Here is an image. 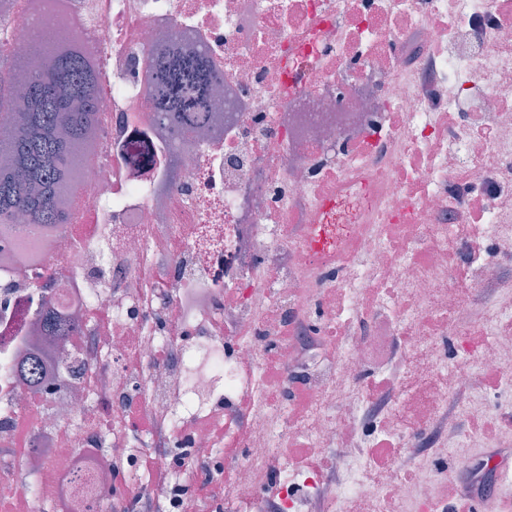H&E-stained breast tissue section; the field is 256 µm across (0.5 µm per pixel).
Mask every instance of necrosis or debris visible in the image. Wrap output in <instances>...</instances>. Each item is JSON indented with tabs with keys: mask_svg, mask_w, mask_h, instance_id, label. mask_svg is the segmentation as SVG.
<instances>
[{
	"mask_svg": "<svg viewBox=\"0 0 512 512\" xmlns=\"http://www.w3.org/2000/svg\"><path fill=\"white\" fill-rule=\"evenodd\" d=\"M72 37L104 65L84 178L69 217L26 246L0 242V361L32 334L29 301L54 270L80 336L55 350L43 403L0 377V502L52 503L60 472L90 485L79 512L120 486L168 512L188 483L140 475L136 449L239 448L222 502L197 512H437L403 449H441L460 468L476 440L463 415L512 408V294L486 319L476 295L512 262V0H68ZM37 19L0 0V42L28 52ZM192 38L223 79L216 119L173 142L145 95L149 61ZM314 47L299 85L282 68ZM160 150L130 165L132 144ZM408 247L393 249L396 235ZM495 242L487 251L486 242ZM470 271L455 287L449 252ZM292 331L282 338L278 324ZM486 347L449 363L447 340ZM168 353L159 361V353ZM281 364L270 396L268 359ZM138 360L130 368V360ZM72 370L73 384L55 376ZM499 375L495 394L481 372ZM309 408L294 409L295 390ZM223 421L214 434L205 420ZM359 442L337 445L340 429ZM332 451L334 477L293 463L296 439ZM112 448L80 465L78 448Z\"/></svg>",
	"mask_w": 512,
	"mask_h": 512,
	"instance_id": "obj_1",
	"label": "necrosis or debris"
}]
</instances>
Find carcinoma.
<instances>
[{"label":"carcinoma","instance_id":"carcinoma-1","mask_svg":"<svg viewBox=\"0 0 512 512\" xmlns=\"http://www.w3.org/2000/svg\"><path fill=\"white\" fill-rule=\"evenodd\" d=\"M28 10L43 18V26L63 31L68 17L59 0H24ZM46 61L36 75L28 100L13 102L6 78L0 74V111L9 115V130L0 137V235L14 233L11 219L25 213L34 225L62 223L56 200L80 177L74 156L90 148V133L98 121L97 87L100 61L90 47L75 39L56 37L37 46ZM29 58L0 50V71L27 66ZM219 74L201 48L179 39L153 58L148 99L156 120L178 133H187L214 120L212 89ZM66 85L70 97L57 88ZM36 315L37 335L32 350L17 363L0 365V373L35 386L43 377L37 354L44 338L65 342L77 335V326L63 320L56 295L41 298Z\"/></svg>","mask_w":512,"mask_h":512}]
</instances>
